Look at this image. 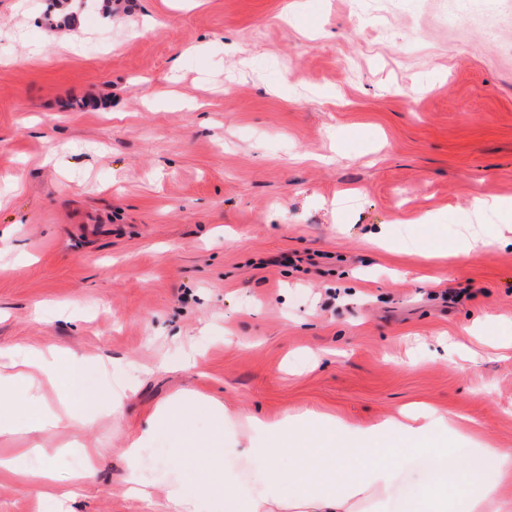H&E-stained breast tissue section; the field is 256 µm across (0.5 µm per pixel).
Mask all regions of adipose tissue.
<instances>
[{
    "mask_svg": "<svg viewBox=\"0 0 512 512\" xmlns=\"http://www.w3.org/2000/svg\"><path fill=\"white\" fill-rule=\"evenodd\" d=\"M97 367V361L73 352L0 349V435L13 427L1 412L9 397L26 406L28 431L91 427L92 418L77 411L71 398ZM45 382L64 389L57 410L39 404ZM199 413L232 432L203 446L195 468L172 460L163 512H512V448H482L491 471L466 468L448 448L446 412L402 409L357 427L310 409L265 420L190 393L157 407L149 426L119 448L130 498H154L157 479L144 459L158 429L187 427ZM81 457L64 484L56 476L57 457L31 468L0 459V471L13 474L21 487H45L53 507L78 496L94 476L97 450L82 449Z\"/></svg>",
    "mask_w": 512,
    "mask_h": 512,
    "instance_id": "ef3b65f1",
    "label": "adipose tissue"
}]
</instances>
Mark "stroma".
I'll list each match as a JSON object with an SVG mask.
<instances>
[{"label": "stroma", "instance_id": "1", "mask_svg": "<svg viewBox=\"0 0 512 512\" xmlns=\"http://www.w3.org/2000/svg\"><path fill=\"white\" fill-rule=\"evenodd\" d=\"M128 3L67 29L53 0H0V347L110 365L91 430L19 428L0 456L97 449L61 512H147L116 450L183 389L265 419L459 412L470 469L512 448V357L486 343L512 336V243L389 244L453 242L473 198H512V0ZM214 427L154 445L190 463Z\"/></svg>", "mask_w": 512, "mask_h": 512}]
</instances>
